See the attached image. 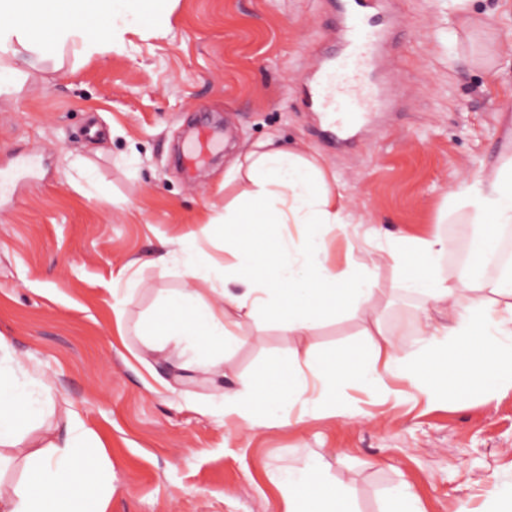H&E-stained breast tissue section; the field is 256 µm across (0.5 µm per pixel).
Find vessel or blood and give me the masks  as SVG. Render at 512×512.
Listing matches in <instances>:
<instances>
[{"mask_svg": "<svg viewBox=\"0 0 512 512\" xmlns=\"http://www.w3.org/2000/svg\"><path fill=\"white\" fill-rule=\"evenodd\" d=\"M374 2L340 0V49L329 52L305 81V105L321 113V139L329 145L347 146L356 129L385 105L374 77L395 22L374 15Z\"/></svg>", "mask_w": 512, "mask_h": 512, "instance_id": "1", "label": "vessel or blood"}]
</instances>
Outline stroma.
I'll return each instance as SVG.
<instances>
[{
  "label": "stroma",
  "mask_w": 512,
  "mask_h": 512,
  "mask_svg": "<svg viewBox=\"0 0 512 512\" xmlns=\"http://www.w3.org/2000/svg\"><path fill=\"white\" fill-rule=\"evenodd\" d=\"M331 2L174 0L163 32L126 34L89 59L66 45L0 96V170L14 174L0 192V335L53 387L28 441L62 440L74 412L104 441L108 512H285L276 480L313 454L354 512H387L404 481L421 512H496L512 484V389L428 405L406 388L387 398L348 383L334 416L252 429L225 421V394L289 358L366 349L362 316L323 321L304 338L261 315L243 321L222 376L181 368L180 346L142 342L161 296L191 284L219 303L210 282L187 279L179 245L193 235L200 264L232 263L219 220L245 184L225 186L224 173L270 139L319 154L365 218L328 234L331 262L365 259L369 227L435 231L448 241L440 274L459 273L472 227L442 206L512 157V5L473 0L482 23L470 30L455 0H391L397 109L332 153L301 94L332 43ZM202 114L222 125L224 148L180 166ZM408 276V266L381 264L376 305L406 353L417 320L438 314Z\"/></svg>",
  "instance_id": "obj_1"
}]
</instances>
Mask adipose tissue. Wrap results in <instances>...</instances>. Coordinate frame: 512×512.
I'll return each instance as SVG.
<instances>
[{
    "instance_id": "adipose-tissue-1",
    "label": "adipose tissue",
    "mask_w": 512,
    "mask_h": 512,
    "mask_svg": "<svg viewBox=\"0 0 512 512\" xmlns=\"http://www.w3.org/2000/svg\"><path fill=\"white\" fill-rule=\"evenodd\" d=\"M106 17L110 36L101 39L93 19ZM167 14L155 0H0V96L16 89L20 61L43 58L48 43L74 45L88 58L123 45L127 33L144 23L163 30ZM247 179L251 187L224 207V247L233 267L196 265L193 239L182 242L191 279L223 283V306L206 301L193 287L163 296L158 320L147 321L149 344L173 342L193 354L192 361L219 366V354L233 344L239 320L263 314L308 335L321 321L347 311L371 326L368 354L352 350L291 361L289 371L307 368L288 389L260 383L225 398V417L249 428L283 425L285 412L336 410V391L349 378L362 386L388 391V379L407 384L415 396L433 402L467 398L490 388L512 389V270L499 277L478 266L448 277L437 274L447 249L437 233L390 236L379 251L362 262L334 269L328 264V231H345L347 197L336 188V175L318 158L274 142L248 150L243 164L224 175L225 183ZM447 213L464 214L474 239L486 254L498 243L490 226L512 224V158L477 175L445 198ZM299 227L298 238L284 236L283 226ZM414 259L419 274L411 288L425 292L446 324L430 317L416 322V350L408 355L389 339L375 314L379 292L376 270L381 262L400 265ZM52 398L49 385L13 368L0 367V447L23 448L22 477L0 489V512H106L112 469L90 465L99 444L92 429L73 417L62 443L24 445L28 428ZM286 512H350L347 492L329 486L321 456L279 477Z\"/></svg>"
}]
</instances>
